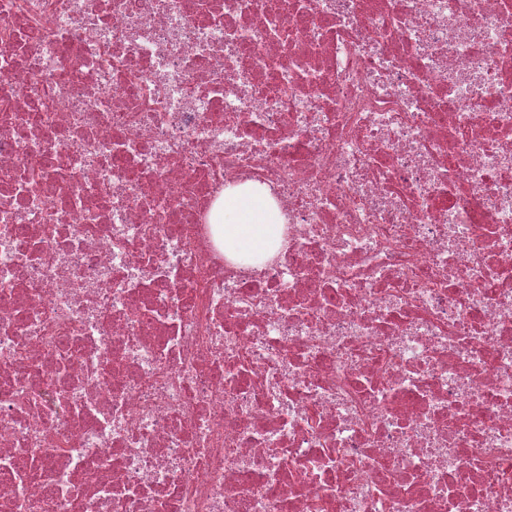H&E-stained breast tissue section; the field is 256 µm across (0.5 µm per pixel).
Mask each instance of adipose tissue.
<instances>
[{"label": "adipose tissue", "instance_id": "obj_1", "mask_svg": "<svg viewBox=\"0 0 512 512\" xmlns=\"http://www.w3.org/2000/svg\"><path fill=\"white\" fill-rule=\"evenodd\" d=\"M221 208L224 251L233 261L253 264L273 256L283 240L284 216L268 191L244 183L225 189Z\"/></svg>", "mask_w": 512, "mask_h": 512}]
</instances>
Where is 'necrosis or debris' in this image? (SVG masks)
<instances>
[{"instance_id":"4bbe7bcc","label":"necrosis or debris","mask_w":512,"mask_h":512,"mask_svg":"<svg viewBox=\"0 0 512 512\" xmlns=\"http://www.w3.org/2000/svg\"><path fill=\"white\" fill-rule=\"evenodd\" d=\"M0 512H512V0H0ZM221 229L224 252L233 261L257 266L271 257L283 240L284 216L269 192L250 182L224 189Z\"/></svg>"}]
</instances>
